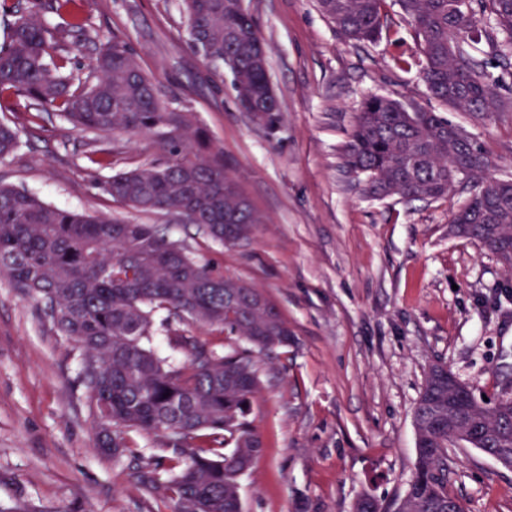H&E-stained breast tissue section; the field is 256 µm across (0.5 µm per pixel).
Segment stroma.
<instances>
[{
	"mask_svg": "<svg viewBox=\"0 0 512 512\" xmlns=\"http://www.w3.org/2000/svg\"><path fill=\"white\" fill-rule=\"evenodd\" d=\"M268 44L281 104L267 126L236 100L229 73L206 67L179 0H86V35L64 36L75 76L118 36L153 77L164 104L203 126L241 192L262 215L251 240L227 247L196 225L115 205L109 170L161 160L143 136L81 132L57 113L0 101L21 144L0 182L77 213L156 225L215 271L265 291L288 322V346L258 353L241 338L188 322L186 334L224 353H250L261 389L247 420L263 447L240 481L242 512H352L359 495L401 496L416 462L414 403L438 359L476 394L512 384V273L448 233L459 197H369L339 167L362 100L385 95L443 112L512 178V110L493 119L443 107L420 77L419 40L387 0L375 43L341 36L316 0H243ZM105 150L110 169L93 164ZM78 351L37 300L0 277V512H175L140 472L169 455L138 437V457L96 446ZM448 489L466 512H512V470L474 448L450 451Z\"/></svg>",
	"mask_w": 512,
	"mask_h": 512,
	"instance_id": "1",
	"label": "stroma"
}]
</instances>
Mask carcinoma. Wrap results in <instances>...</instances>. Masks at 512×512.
<instances>
[{"mask_svg":"<svg viewBox=\"0 0 512 512\" xmlns=\"http://www.w3.org/2000/svg\"><path fill=\"white\" fill-rule=\"evenodd\" d=\"M386 0H317L320 12L355 43L375 42ZM420 40L421 75L446 106L491 118L512 108L501 90L512 85V0H398ZM84 0H0L14 17L0 41V97L21 96L52 109L77 131L127 132L153 139L167 154L117 170L104 181L113 202L143 213L184 216L211 240L235 246L251 239L262 217L224 169L207 131L185 112L168 109L128 45L112 37L90 63L93 79L73 75L57 37L86 31ZM194 50L232 76L239 105L268 125L281 112L267 72V47L238 0H181ZM483 37L496 49L502 74L488 79L473 53ZM453 124L383 95L367 97L342 153L343 167L365 177L377 198L437 200L469 182L452 212L454 236L491 253L512 271V179L496 178L488 157ZM20 145L19 130L0 121V159ZM0 275L45 305L59 335L79 351L77 381L85 390L99 448L117 458L136 455L134 435L165 439L176 512H242L240 476L262 448L247 421L260 388L246 353L222 354L196 337L169 330L167 342L185 362L153 346L155 319L224 330L260 350L285 347L288 323L263 291L215 272L152 224L105 214L80 215L0 182ZM427 366L413 408L417 460L393 512H465L448 492V399L462 409L464 448L488 456L512 454V393L485 400L448 396ZM353 512H388L360 496Z\"/></svg>","mask_w":512,"mask_h":512,"instance_id":"1","label":"carcinoma"}]
</instances>
